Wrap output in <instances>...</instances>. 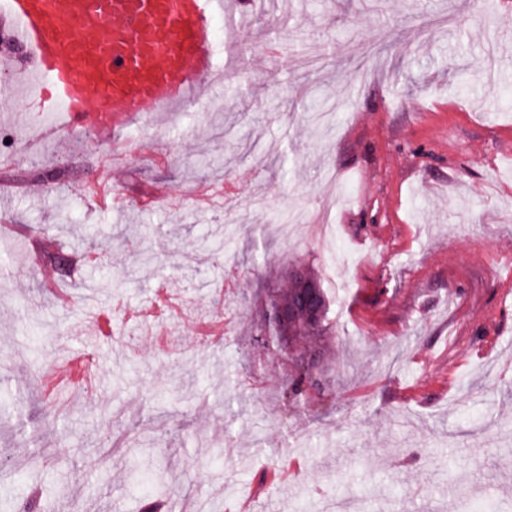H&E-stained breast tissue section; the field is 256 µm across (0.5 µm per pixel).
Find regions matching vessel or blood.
<instances>
[{
    "mask_svg": "<svg viewBox=\"0 0 512 512\" xmlns=\"http://www.w3.org/2000/svg\"><path fill=\"white\" fill-rule=\"evenodd\" d=\"M239 24L227 0H0V35L30 54L13 57L38 77L32 93L56 128L85 131L96 144L134 117L177 112L225 80L215 18Z\"/></svg>",
    "mask_w": 512,
    "mask_h": 512,
    "instance_id": "vessel-or-blood-1",
    "label": "vessel or blood"
}]
</instances>
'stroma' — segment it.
I'll return each instance as SVG.
<instances>
[{
	"label": "stroma",
	"instance_id": "stroma-1",
	"mask_svg": "<svg viewBox=\"0 0 512 512\" xmlns=\"http://www.w3.org/2000/svg\"><path fill=\"white\" fill-rule=\"evenodd\" d=\"M268 0L224 41L232 78L121 132L0 162V512H138L164 476L178 512L260 490V512H512V0ZM474 71L467 93L457 71ZM326 101L320 121L311 99ZM108 171L111 191L84 192ZM238 196L197 207L194 186ZM333 208L322 248L295 217ZM100 229L89 246L85 227ZM238 228L240 275L200 246ZM154 247L143 262L139 245ZM314 259L332 288L336 396L281 416L287 360L241 312L251 255ZM51 272L70 306L45 295ZM231 318L222 348L137 312L159 285ZM92 356L72 389L66 353ZM62 376L54 390L41 379ZM303 461L287 483L272 475Z\"/></svg>",
	"mask_w": 512,
	"mask_h": 512
}]
</instances>
